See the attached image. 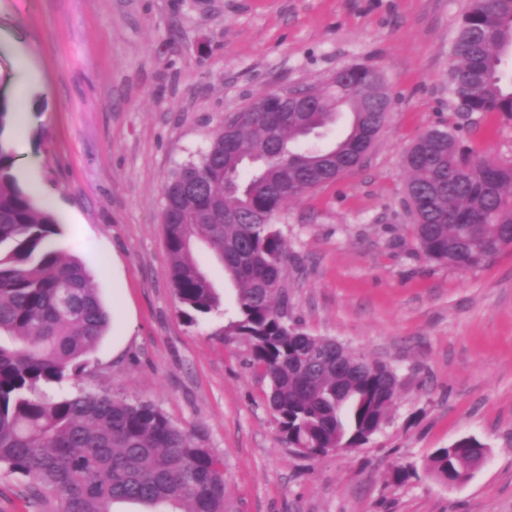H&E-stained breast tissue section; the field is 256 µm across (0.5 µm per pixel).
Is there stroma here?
I'll list each match as a JSON object with an SVG mask.
<instances>
[{"mask_svg":"<svg viewBox=\"0 0 512 512\" xmlns=\"http://www.w3.org/2000/svg\"><path fill=\"white\" fill-rule=\"evenodd\" d=\"M468 0H0V97L18 181L52 188L56 249L111 313L69 392L153 404L223 456L234 512H512V247L466 273L429 261L403 207L402 154L455 112L448 57ZM377 69L392 108L360 165L292 202L279 227L293 314L389 364L397 399L351 450L280 438L268 383L224 318L179 315L161 188L258 92ZM478 154L512 159V121L460 120ZM473 437L487 458L451 485L425 468ZM413 467L404 482L395 471ZM0 468V512H54Z\"/></svg>","mask_w":512,"mask_h":512,"instance_id":"obj_1","label":"stroma"}]
</instances>
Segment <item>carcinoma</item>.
<instances>
[{"label": "carcinoma", "mask_w": 512, "mask_h": 512, "mask_svg": "<svg viewBox=\"0 0 512 512\" xmlns=\"http://www.w3.org/2000/svg\"><path fill=\"white\" fill-rule=\"evenodd\" d=\"M512 0H469L452 43L448 91L466 115L512 120ZM378 72L351 65L311 93L312 108L246 106L227 118L198 160L163 187L162 224L179 314L190 325L217 313L221 295L198 260L203 245L235 290L224 335L245 341L269 382L280 433L309 456L358 448L384 424L398 390L394 370L364 358L336 371V339L293 318L286 269L293 255L277 228L289 203L359 166L384 128L388 97ZM347 110L334 142L317 145ZM13 112L0 103V466L29 481L58 512H230L224 459L202 435L160 408L108 393L51 395L85 369L110 314L83 263L51 245L55 215L13 173ZM404 205L432 261L460 272L512 246V160L474 153L458 130L431 127L407 150ZM315 355L307 384L297 358ZM484 444L438 448L428 471L467 479Z\"/></svg>", "instance_id": "obj_1"}]
</instances>
